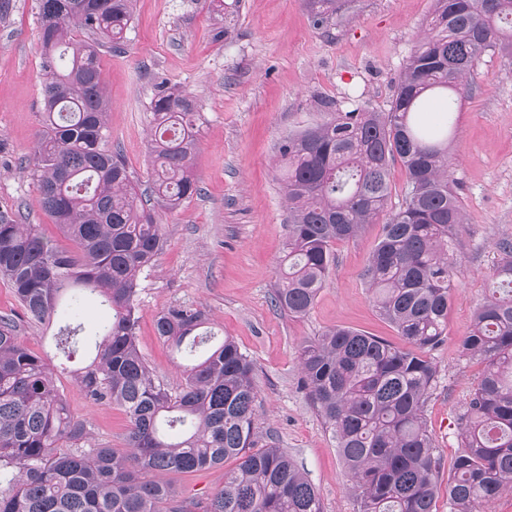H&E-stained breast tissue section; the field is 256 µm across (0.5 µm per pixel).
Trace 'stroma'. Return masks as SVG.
<instances>
[{"label": "stroma", "mask_w": 512, "mask_h": 512, "mask_svg": "<svg viewBox=\"0 0 512 512\" xmlns=\"http://www.w3.org/2000/svg\"><path fill=\"white\" fill-rule=\"evenodd\" d=\"M36 3L8 0L0 9V211L41 225L60 243L27 168L42 120ZM435 8V0H349L317 27L303 0H239L229 23L215 0H135L123 49L100 50L108 144L121 149L140 189L149 187V102L157 77L190 92L200 112L193 161L200 192L175 211L155 210L165 245L139 280V351L155 376L176 388L180 359L156 336L153 319L172 305L204 311L254 363L259 447L288 452L315 486L323 512L358 506L337 444L303 387L300 347L336 326L398 346L403 340L379 317L362 279L381 234L377 224L336 243L333 272L308 314L293 317L276 307L288 235L277 149L288 135L326 121L329 108L387 111L394 80ZM454 117L452 189L466 224L455 249L447 336L431 354L438 378L426 408L445 475L458 451L457 417L484 369L480 359L461 354L459 340L494 286L499 242L512 239V54L481 57ZM76 312L83 327L77 367L111 313L92 295ZM62 323L59 316L25 322L20 334L31 351L58 365ZM57 386L93 444L124 450L121 408L90 404L72 376H60ZM224 472L217 466L163 480L174 499L203 503L223 486Z\"/></svg>", "instance_id": "stroma-1"}]
</instances>
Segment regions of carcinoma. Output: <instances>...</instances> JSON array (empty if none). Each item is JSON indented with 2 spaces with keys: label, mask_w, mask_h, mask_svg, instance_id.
Segmentation results:
<instances>
[{
  "label": "carcinoma",
  "mask_w": 512,
  "mask_h": 512,
  "mask_svg": "<svg viewBox=\"0 0 512 512\" xmlns=\"http://www.w3.org/2000/svg\"><path fill=\"white\" fill-rule=\"evenodd\" d=\"M133 0H37L43 122L32 171L43 210L71 242L0 212V277L22 314L0 316V512H186L162 473L235 465L203 512H323L307 474L280 448L257 447L254 365L205 314L173 306L157 336L183 354L182 381L156 380L137 346L139 275L164 245L162 225L117 150L106 147L100 47L121 49ZM345 0H305L314 23ZM512 53V0H436L429 28L395 81L386 112L336 111L278 148L288 238L275 306L304 316L334 267V246L382 224L363 272L379 316L406 343L334 327L305 342L302 383L337 442L359 512H434L440 458L424 409L436 385L430 352L444 341L465 217L448 179V127L423 121L428 98L471 93L486 54ZM151 195L169 211L198 194L199 112L184 90L156 82L150 102ZM400 161L403 201L389 206V165ZM496 286L460 340L485 371L457 418L459 452L448 512H479L512 492V242L500 246ZM99 295L112 312L90 364L73 377L92 404L119 406L126 450L89 444L55 371L28 349L20 322L46 323L61 296Z\"/></svg>",
  "instance_id": "cac0c4a2"
}]
</instances>
